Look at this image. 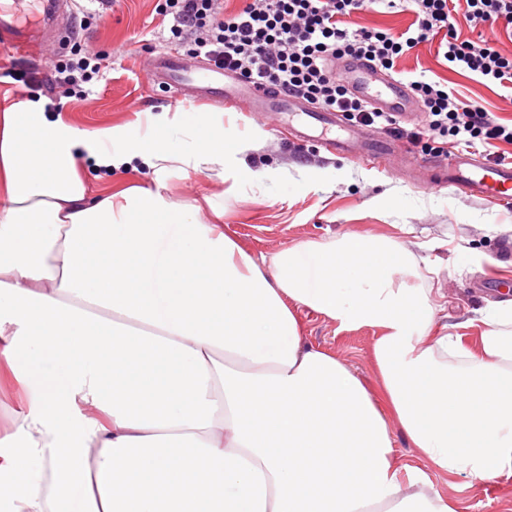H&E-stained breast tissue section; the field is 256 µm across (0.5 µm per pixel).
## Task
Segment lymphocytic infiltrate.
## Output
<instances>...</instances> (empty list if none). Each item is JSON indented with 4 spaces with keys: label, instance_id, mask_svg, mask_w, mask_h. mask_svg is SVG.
Listing matches in <instances>:
<instances>
[{
    "label": "lymphocytic infiltrate",
    "instance_id": "f902f5d3",
    "mask_svg": "<svg viewBox=\"0 0 512 512\" xmlns=\"http://www.w3.org/2000/svg\"><path fill=\"white\" fill-rule=\"evenodd\" d=\"M364 0H243L226 12L224 0H157L156 13L169 22L171 48L201 57L239 77L300 96L321 108L345 113L361 126H380L408 139L422 153L441 138L452 144L482 146L485 160L507 162L497 151L512 145V125L497 121L476 102L451 93L439 82L410 81L424 113L422 125L401 126L399 118L354 96L332 71L346 57L372 62L394 72L398 58L418 45L438 40L451 70L475 74L490 83H512V54L502 53L486 25L512 31V0H409L414 22L403 32L361 27L350 29L347 17ZM463 9L472 39L460 38L451 17ZM109 67L108 55L75 43L70 57L56 60L53 77L68 96L86 100L90 85Z\"/></svg>",
    "mask_w": 512,
    "mask_h": 512
}]
</instances>
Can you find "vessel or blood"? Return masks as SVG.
<instances>
[{"label": "vessel or blood", "instance_id": "b4317fda", "mask_svg": "<svg viewBox=\"0 0 512 512\" xmlns=\"http://www.w3.org/2000/svg\"><path fill=\"white\" fill-rule=\"evenodd\" d=\"M65 0H41L31 8L28 0H0V47L18 54L27 53L38 42H59L63 36L60 17ZM155 70L164 76L172 88L175 100L182 105L196 102H221L236 105L251 103L256 112H281L302 117L301 140L313 139L317 130L338 125V113L316 107L305 100L265 86L235 79L225 83L223 69L213 65L199 68L184 66L173 51L160 52L155 57ZM337 72L349 88L380 111L401 117L413 116L416 106L406 83L380 71L373 64L347 61ZM329 148L373 162L388 164L399 146L386 136H360L348 132L330 140ZM434 182L476 192L488 200L512 202V163L491 164L471 154L456 151L447 159L428 163Z\"/></svg>", "mask_w": 512, "mask_h": 512}]
</instances>
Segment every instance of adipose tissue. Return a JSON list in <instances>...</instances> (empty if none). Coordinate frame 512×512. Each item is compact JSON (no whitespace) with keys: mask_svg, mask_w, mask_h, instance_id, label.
Wrapping results in <instances>:
<instances>
[{"mask_svg":"<svg viewBox=\"0 0 512 512\" xmlns=\"http://www.w3.org/2000/svg\"><path fill=\"white\" fill-rule=\"evenodd\" d=\"M47 105L0 111V381L20 403L0 437V512H283L288 494L306 512H459L399 463L396 427L440 472L512 476V301L466 320L469 347L435 327L420 259L391 239L257 256L166 196L164 178L220 176L250 150L217 122L89 132ZM88 160L138 161L156 181L93 196ZM302 307L377 330L385 406L306 343ZM246 406L284 419L287 442L244 429Z\"/></svg>","mask_w":512,"mask_h":512,"instance_id":"adipose-tissue-1","label":"adipose tissue"}]
</instances>
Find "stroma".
I'll list each match as a JSON object with an SVG mask.
<instances>
[{
    "mask_svg": "<svg viewBox=\"0 0 512 512\" xmlns=\"http://www.w3.org/2000/svg\"><path fill=\"white\" fill-rule=\"evenodd\" d=\"M154 0H115L104 21L82 31L96 49L109 53L112 68L98 82L90 100L59 97L43 83L42 97H59L62 119L94 130L106 126L144 125L149 115L175 113L172 90L154 80L151 60L165 50L168 23L154 10ZM413 21L405 7L386 8L380 0H366L353 14L351 28L401 31ZM33 48L28 55L9 57L0 50V95L16 102L22 85L16 72L46 75L53 53ZM399 79L419 77L453 88L464 98L479 102L500 122L512 123V90L485 85L476 75L449 70L437 54L436 43H425L396 63ZM199 118L224 122L229 139L252 141L246 166L228 162L223 177L186 172L168 180L174 201L199 205L203 218L212 208L224 211V231L246 251L273 255L302 242H327L342 234H380L415 248L427 258L432 271L426 276L438 303V324L459 325L460 336L477 346L479 334L464 328V320L477 308L500 299L497 281L512 282V204L483 200L443 184L428 182L419 172L394 173L354 157L333 154L321 142L292 144L288 118L246 107L199 103ZM308 344L342 358L370 387H378L372 347L377 333L354 331L308 309L298 312ZM394 446L401 463L421 467L433 491L458 501L460 512H512V477L487 483L464 475H449L422 464L402 433Z\"/></svg>",
    "mask_w": 512,
    "mask_h": 512,
    "instance_id": "1",
    "label": "stroma"
}]
</instances>
